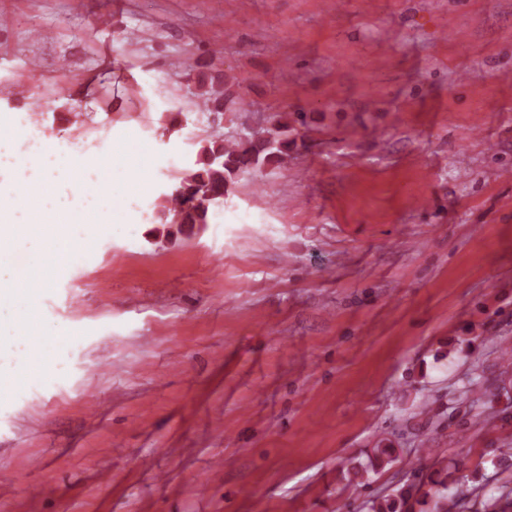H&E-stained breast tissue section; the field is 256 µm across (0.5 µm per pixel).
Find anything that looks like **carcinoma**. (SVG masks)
Segmentation results:
<instances>
[{
  "mask_svg": "<svg viewBox=\"0 0 512 512\" xmlns=\"http://www.w3.org/2000/svg\"><path fill=\"white\" fill-rule=\"evenodd\" d=\"M224 107V91L215 87L197 93L188 92L185 112H212ZM271 127L263 135L246 140H211L201 147L196 158L182 173L179 184L163 194L154 218L163 224L194 225L207 223L212 207L224 203L236 177L242 173L274 163L288 157L289 142L284 138L287 124L282 116L270 117ZM207 193L204 203L192 204L197 193ZM394 448L374 449L371 470L376 471L398 460ZM442 467L432 472L417 471L416 479L370 502L369 512H414L415 505L424 503L429 512H455L458 501L448 499L447 478ZM481 512H512V491L503 492L481 502Z\"/></svg>",
  "mask_w": 512,
  "mask_h": 512,
  "instance_id": "cac0c4a2",
  "label": "carcinoma"
}]
</instances>
